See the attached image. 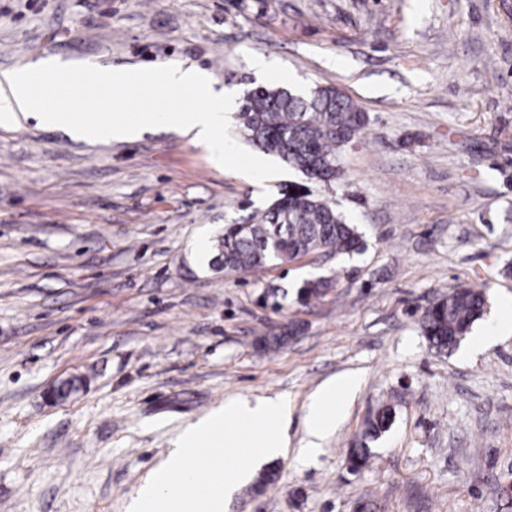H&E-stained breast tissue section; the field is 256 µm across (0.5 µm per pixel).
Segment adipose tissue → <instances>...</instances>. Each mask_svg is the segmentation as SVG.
<instances>
[{
  "label": "adipose tissue",
  "mask_w": 512,
  "mask_h": 512,
  "mask_svg": "<svg viewBox=\"0 0 512 512\" xmlns=\"http://www.w3.org/2000/svg\"><path fill=\"white\" fill-rule=\"evenodd\" d=\"M34 70L27 66L0 74V111L5 116L12 117L20 112L24 117L79 139L134 141L158 126H170L188 136L191 142L210 148L215 163L224 161L225 149L219 142L218 132L224 124V111L230 99L225 92L215 90L207 72L200 68L162 63L156 66L147 82L133 71L93 69L86 75V88L90 91L105 89L111 80L120 78L135 90L185 88L200 101L199 106L189 112L171 107L144 110L132 118L113 115L104 119L79 118L68 107L48 103L45 96L33 88ZM357 385V377H343L324 383L311 396L306 415L307 443L301 450L302 455L311 457L319 453L323 438L336 426L340 405Z\"/></svg>",
  "instance_id": "1"
}]
</instances>
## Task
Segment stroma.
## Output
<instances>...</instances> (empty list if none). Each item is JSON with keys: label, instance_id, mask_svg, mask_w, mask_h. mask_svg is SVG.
<instances>
[{"label": "stroma", "instance_id": "1", "mask_svg": "<svg viewBox=\"0 0 512 512\" xmlns=\"http://www.w3.org/2000/svg\"><path fill=\"white\" fill-rule=\"evenodd\" d=\"M47 58L197 66L240 94L336 88L369 117L334 196L366 248L202 261L197 239L304 181L238 121L220 166L164 126L108 142L0 123V512H128L188 423L278 396L288 451L226 512H512V335L465 357L421 330L459 287L487 299L475 336L512 301V0H0V70ZM318 276L332 288L301 303ZM263 336L283 342L265 353ZM346 373L360 385L339 424L299 459L309 396ZM73 377L85 387L51 400ZM390 412L391 409L386 408L370 419L357 448H350L348 461L353 470H359L366 465L369 459V443L378 440L381 434L387 430L391 421Z\"/></svg>", "mask_w": 512, "mask_h": 512}]
</instances>
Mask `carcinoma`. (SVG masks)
<instances>
[{
  "label": "carcinoma",
  "mask_w": 512,
  "mask_h": 512,
  "mask_svg": "<svg viewBox=\"0 0 512 512\" xmlns=\"http://www.w3.org/2000/svg\"><path fill=\"white\" fill-rule=\"evenodd\" d=\"M246 138L266 154L277 155L310 181L331 193L340 187L342 157L367 126L368 116L350 98L330 86L309 95L264 87L239 110ZM363 246L357 227L346 221L335 202L311 189L282 197L247 224H231L214 244L215 270L251 272L285 264L311 253L342 254ZM330 280L305 282L299 298L308 303L323 297ZM483 292L458 288L426 309L422 331L439 350H451L470 333L484 313ZM391 409L369 420L357 447L349 450L354 470L369 459V444L389 427Z\"/></svg>",
  "instance_id": "cac0c4a2"
}]
</instances>
